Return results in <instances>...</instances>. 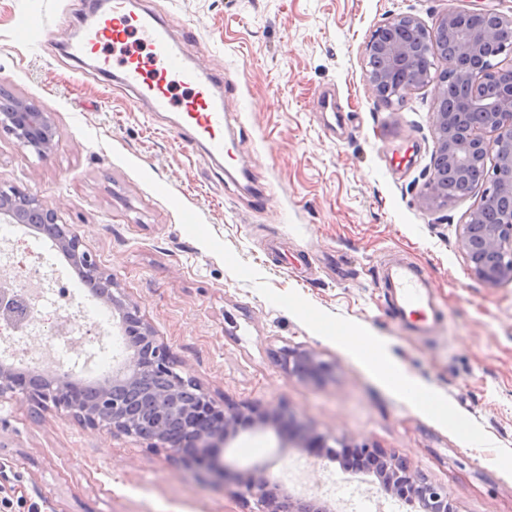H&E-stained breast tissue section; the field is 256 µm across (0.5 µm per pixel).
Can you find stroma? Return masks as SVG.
Masks as SVG:
<instances>
[{"mask_svg": "<svg viewBox=\"0 0 512 512\" xmlns=\"http://www.w3.org/2000/svg\"><path fill=\"white\" fill-rule=\"evenodd\" d=\"M97 0H0V88L35 101L58 134L40 158L0 133V187L58 208L169 349L216 400L286 408L318 432L391 451L447 487L456 512H512V285L474 280L456 246L481 192L442 210L416 199L435 149L436 89L386 106L368 91L364 48L387 17L434 25L447 9L512 15V0H136L215 78L236 162L186 146L178 112H155L91 76L73 39ZM423 266L443 311L410 334L386 305V255ZM344 324L427 388L437 410L389 388L329 337ZM119 327L77 378L123 362ZM327 364L286 373L282 349ZM216 462L264 468L296 496L356 488L381 512H419L371 473L289 446L276 424L244 432ZM0 464L44 512H255L234 480L215 486L134 437L0 396Z\"/></svg>", "mask_w": 512, "mask_h": 512, "instance_id": "stroma-1", "label": "stroma"}]
</instances>
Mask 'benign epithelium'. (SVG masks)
<instances>
[{
	"label": "benign epithelium",
	"instance_id": "benign-epithelium-1",
	"mask_svg": "<svg viewBox=\"0 0 512 512\" xmlns=\"http://www.w3.org/2000/svg\"><path fill=\"white\" fill-rule=\"evenodd\" d=\"M423 48L436 64L413 83H401L398 75ZM501 55L512 57V16L450 8L432 27L412 14L388 17L367 42L364 64L370 93L390 107L403 103V92L436 84L435 153L417 200L424 208L446 207L455 200L448 195L449 180L463 179L471 170L480 176V201L460 225L456 246L465 255L470 275L491 287L512 284V67L503 69L495 62ZM450 78L457 79L465 92L451 110L445 103ZM1 131L44 158L52 152V117L26 99L13 98L10 109L0 112ZM489 159L493 161L490 169ZM57 220V207L29 192L15 187L0 192L1 222L49 224V236L60 248L90 275L116 287L112 274L83 249L80 236ZM101 299L118 312L119 326L139 337V346L112 371V383L82 398L68 373L54 379L39 377L34 384L24 385L0 364V395L21 394L44 405L50 403L92 427L134 436L152 450L181 457L200 479L215 484L226 478L225 469L212 463L218 449L243 430L262 429L276 416L286 418L288 441L302 448H320L330 457L340 456L345 448H364L379 463L389 460L378 472L386 490L406 495L424 512H454L447 488L425 481L393 454L366 443L318 435L281 411L274 414L258 406L221 405L195 379L194 394H188L187 379L173 370L167 347L139 318L137 307L111 291ZM20 300L17 289L1 288L0 313L11 314ZM280 366L303 378L326 370L305 350L283 351ZM238 486L241 496L256 500L260 512H328L321 502L288 493L262 468L249 471Z\"/></svg>",
	"mask_w": 512,
	"mask_h": 512
}]
</instances>
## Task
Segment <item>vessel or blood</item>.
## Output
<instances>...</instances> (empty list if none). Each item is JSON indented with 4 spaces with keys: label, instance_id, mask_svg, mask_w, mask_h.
I'll return each mask as SVG.
<instances>
[{
    "label": "vessel or blood",
    "instance_id": "1",
    "mask_svg": "<svg viewBox=\"0 0 512 512\" xmlns=\"http://www.w3.org/2000/svg\"><path fill=\"white\" fill-rule=\"evenodd\" d=\"M111 6L89 27L74 56L93 53L96 71H119L118 85L148 100L154 110L177 109L181 125L211 158L223 157L224 107L214 96L212 75L184 63L165 26L134 10L132 0H110ZM376 275L389 308L411 333H433L442 311L436 306L430 278L407 258L380 263Z\"/></svg>",
    "mask_w": 512,
    "mask_h": 512
}]
</instances>
